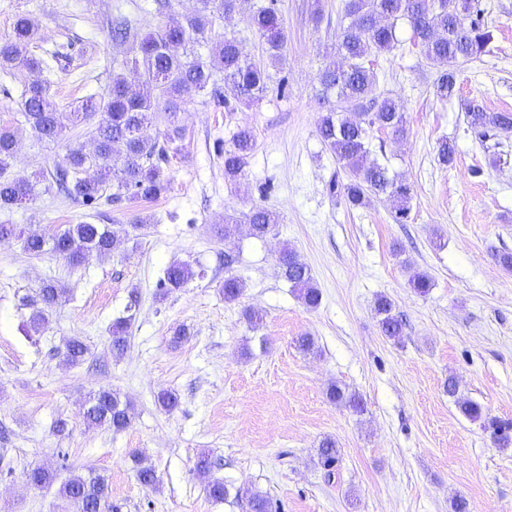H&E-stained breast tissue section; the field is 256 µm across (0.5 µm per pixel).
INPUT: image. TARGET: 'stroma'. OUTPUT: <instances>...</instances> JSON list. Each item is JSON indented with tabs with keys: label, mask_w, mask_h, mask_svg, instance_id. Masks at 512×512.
I'll return each instance as SVG.
<instances>
[{
	"label": "stroma",
	"mask_w": 512,
	"mask_h": 512,
	"mask_svg": "<svg viewBox=\"0 0 512 512\" xmlns=\"http://www.w3.org/2000/svg\"><path fill=\"white\" fill-rule=\"evenodd\" d=\"M267 2L246 0L212 38L235 36L246 55L258 54L247 15ZM342 4L280 0L287 46L265 98L233 112L188 100L160 198L93 211L50 191L0 214L2 224L42 233L81 222L148 223L109 257L89 256L77 268L50 251L29 256L18 239L0 241V426L9 429L0 456L13 468L0 473V512H74L56 488L28 484L26 469L43 464L63 479L104 474L118 512H242L234 499L208 497L212 478L233 491L267 493L279 512H451L456 496L469 512H512V449L495 448L456 405L469 399L512 422V271L495 259L512 252V131L479 139L462 110L475 99L512 113V0H479L492 39L461 67L451 100L435 96L440 69L407 24L377 63V89L400 101L407 132L398 140L373 132L369 148L412 188L404 221L387 196L354 208L326 191L330 180L346 178L317 132L318 72L345 24ZM195 7V0H169L163 10L157 0H0V42L17 15L36 21L33 51L52 55L50 96L66 109L104 95L114 62L130 54V44L112 40L113 17H128L143 33ZM24 80L0 74V126L17 134L13 174H48L68 144L90 145V128L69 129L58 145L38 143L18 113ZM243 124L257 144L232 187L224 148ZM443 139L457 148L448 167L436 157ZM259 203L281 214L276 234H218L225 215ZM286 247L310 268L317 307L280 277ZM228 252L238 255L232 272L246 284L233 303L222 292ZM176 260L202 275L157 301L158 282ZM417 273L432 281L422 296L410 286ZM49 279L69 288L70 299L35 331L28 299ZM380 295L406 319L400 340L379 330ZM248 307L264 313L258 329L243 316ZM123 317L132 320L131 338L116 355L111 328ZM306 334L314 353L297 345ZM74 336L89 347L79 365L64 358ZM451 376L454 397L444 389ZM333 384L359 393L364 412L331 402ZM102 387L130 403L126 430L87 426L85 401ZM161 390L177 394L174 411L156 405ZM59 418L68 424L62 436L53 431ZM327 438L339 450L329 473L317 456ZM203 453L214 463L206 475L196 468ZM140 465L154 470L155 486L139 482Z\"/></svg>",
	"instance_id": "1"
}]
</instances>
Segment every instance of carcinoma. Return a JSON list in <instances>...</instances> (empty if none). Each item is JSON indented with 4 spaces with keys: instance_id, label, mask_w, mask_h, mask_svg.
I'll list each match as a JSON object with an SVG mask.
<instances>
[{
    "instance_id": "carcinoma-1",
    "label": "carcinoma",
    "mask_w": 512,
    "mask_h": 512,
    "mask_svg": "<svg viewBox=\"0 0 512 512\" xmlns=\"http://www.w3.org/2000/svg\"><path fill=\"white\" fill-rule=\"evenodd\" d=\"M191 15L169 18L168 22L141 35L136 34L129 19L115 20L112 36L133 39L131 60L138 83L131 86L121 72L112 73L105 97H89L62 112L50 99L46 60L29 50L37 41L38 25L27 16L14 22L11 39L0 43V72L14 70L26 73L18 101V111L41 142L49 145L60 140L68 126H91L93 150L82 145L68 146L61 162L46 181L43 172L30 176L10 174L16 153V139L11 129L0 127V209H18L33 201L37 186L47 182L44 191L57 193L87 206L105 203L117 205L125 199H155L168 189L169 178L162 162L169 146L182 139L183 128L178 115L189 96H209L229 112L236 104L260 102L272 80L270 68L281 60L287 45L284 22L278 0H269L250 16L251 26L261 39L257 58L244 55L233 37L209 41L213 24L232 13L246 0H196ZM343 18L347 20L340 39L334 46L333 59L319 71L324 106L319 116L318 133L327 149L347 171L344 182L331 181L328 192L341 194L353 207L366 205L373 196L387 195L398 202V219L408 217L411 187L389 173L386 165L370 158V133L380 130L394 137L406 134L404 112L391 97L376 93L378 75L375 63L397 45L398 22L412 31L414 44L427 59L441 68L435 94L449 100L457 93L458 68L485 52L491 33L483 21L478 0H344ZM468 128L480 138L488 132L512 130V113L489 112L475 101L465 107ZM166 126L165 145L144 137L143 130L152 123ZM230 146L224 149V180L235 186L244 175L249 158L256 147V133L248 125L230 132ZM281 223L280 214L262 204L248 213L224 217V236L233 235L246 226L249 235L263 238ZM131 228H147L143 223ZM129 228V229H131ZM124 224L112 226L83 222L70 224L47 238L37 232H26L16 224H0V238L21 240L23 250L39 256L51 250L70 265H80L88 256L107 257L122 240L130 236ZM281 276L309 307L320 302V291L307 265L295 252L284 249L279 258ZM199 275L188 261H174L159 280L156 298L163 300L180 290ZM245 288L243 280L229 275L224 278V301H237ZM69 300V289L57 281H48L29 300L33 308L31 322L38 329L49 321L51 311ZM379 326L384 336H402L404 321L395 313L392 301L381 296L375 302ZM132 318L112 324V349L118 353L127 347ZM87 354V346L79 336L66 345L65 356L79 365ZM330 401L356 412L363 411L362 399L345 387L327 389ZM84 413L87 424L106 426L115 432L131 424L130 406L108 387L89 397ZM460 413L472 422L485 421L495 447H512V425L486 420L480 404L458 403ZM323 467L332 468L338 459L336 441L326 438L318 453ZM28 483L41 489L55 482V470L42 465L26 471ZM59 494L76 512H113L109 484L100 475H72L60 484ZM243 512H276L273 500L260 491L236 490Z\"/></svg>"
}]
</instances>
